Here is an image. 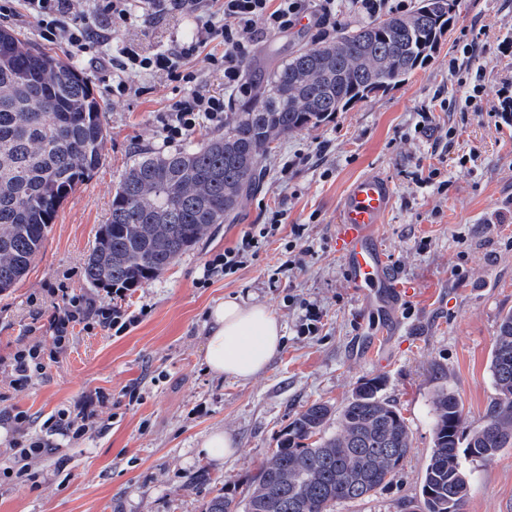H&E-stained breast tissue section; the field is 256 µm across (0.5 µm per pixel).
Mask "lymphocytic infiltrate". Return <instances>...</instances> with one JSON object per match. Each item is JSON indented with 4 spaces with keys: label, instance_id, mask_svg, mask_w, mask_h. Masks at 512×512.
<instances>
[{
    "label": "lymphocytic infiltrate",
    "instance_id": "obj_1",
    "mask_svg": "<svg viewBox=\"0 0 512 512\" xmlns=\"http://www.w3.org/2000/svg\"><path fill=\"white\" fill-rule=\"evenodd\" d=\"M13 2L0 0V16L10 18L24 13L36 23L43 40L64 47L70 61L109 72L113 98L138 95L132 82L136 75H156L174 83L175 96L154 117L157 136L166 148L182 145L202 126L223 128L232 107V95L250 91L243 71L257 41L287 32L306 15L312 16L324 39L338 25L336 0H21L18 8ZM167 15L189 19L194 25L192 37L163 52L140 50L119 37L129 22H138L147 31ZM214 41L220 42L223 49L208 53L206 61L212 72L224 79L220 93L206 89L198 74L187 66L192 57ZM461 85L465 107L492 97L496 128L512 127V75L491 88L479 66ZM282 219V212H274L269 223L246 231L235 247L206 259L196 287H210L215 278L235 273L253 249L274 235ZM49 294L54 298L48 317L50 344L37 342L18 348L0 362L10 372L12 389L30 386L50 364L58 362L73 344L76 329L121 336L143 315L142 310L121 305L120 299L125 295L121 289L116 292V300L99 302L65 288L50 289ZM111 401L110 395L101 392L96 404L82 403L72 410H59L41 435L33 433L27 411L12 410L9 420L15 434V464L0 474L19 485L31 481L32 462L53 447L55 437L83 439L101 425L99 410Z\"/></svg>",
    "mask_w": 512,
    "mask_h": 512
}]
</instances>
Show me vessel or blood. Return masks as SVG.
<instances>
[{
	"mask_svg": "<svg viewBox=\"0 0 512 512\" xmlns=\"http://www.w3.org/2000/svg\"><path fill=\"white\" fill-rule=\"evenodd\" d=\"M393 204L390 183L370 174L350 186L337 213L336 242L351 281L369 302L395 308L401 290L377 237Z\"/></svg>",
	"mask_w": 512,
	"mask_h": 512,
	"instance_id": "b4317fda",
	"label": "vessel or blood"
}]
</instances>
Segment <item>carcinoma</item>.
I'll return each mask as SVG.
<instances>
[{
	"label": "carcinoma",
	"mask_w": 512,
	"mask_h": 512,
	"mask_svg": "<svg viewBox=\"0 0 512 512\" xmlns=\"http://www.w3.org/2000/svg\"><path fill=\"white\" fill-rule=\"evenodd\" d=\"M456 2L418 0L408 13L299 49L229 113L223 133L201 146L140 153L86 258L87 283L132 289L159 277L212 225L237 212L272 143L405 81L431 59ZM106 136L87 77L0 30V292L26 274L58 209L101 164ZM491 371L497 398L477 429L464 425L455 391L441 388L433 397L423 512H464L471 481L461 457L489 461L512 447V312L500 320ZM382 390V380L372 378L338 412L327 403L307 406L279 436L243 499L219 493L206 512H334L338 503L371 497L393 481L412 449L405 418Z\"/></svg>",
	"instance_id": "obj_1"
}]
</instances>
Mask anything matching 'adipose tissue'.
<instances>
[{"label": "adipose tissue", "mask_w": 512, "mask_h": 512, "mask_svg": "<svg viewBox=\"0 0 512 512\" xmlns=\"http://www.w3.org/2000/svg\"><path fill=\"white\" fill-rule=\"evenodd\" d=\"M204 363L209 372L248 381L266 370L284 343L283 325L267 305L236 294L208 313Z\"/></svg>", "instance_id": "obj_1"}]
</instances>
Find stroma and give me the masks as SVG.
Instances as JSON below:
<instances>
[{
  "label": "stroma",
  "instance_id": "35a3bbf8",
  "mask_svg": "<svg viewBox=\"0 0 512 512\" xmlns=\"http://www.w3.org/2000/svg\"><path fill=\"white\" fill-rule=\"evenodd\" d=\"M473 56L463 48L473 34ZM512 38V0H460L455 24L434 59L393 89L335 119L274 143L260 156L258 188L234 218L209 229L158 278L129 291L131 308L149 313L128 334L77 332L73 346L21 391L0 366V427L12 408L28 412L34 431L59 409L110 393L118 408L107 428L83 440H61L34 463L35 486L0 480V512H205L218 490L244 497L280 432L307 405L342 407L356 385L379 377L384 394L409 426L413 447L394 480L362 502L335 512H406L420 501L432 448V398L442 386L458 392L468 426L482 423L496 397L489 371L501 317L512 311V130L489 114L433 110L437 97L461 94L458 64L484 66L489 84L512 73V55L496 51ZM312 28L271 35L245 66L246 79L267 77L292 52L313 45ZM105 116L100 166L68 197L27 274L0 294V357L16 346L49 342L36 325L34 303L57 286L94 300L84 262L126 167L157 150L151 114L174 93L172 84L134 77L139 96L113 101L107 74L91 77ZM328 142L318 153L320 142ZM441 163L446 191L413 179L418 166ZM380 173L393 206L378 229L399 283L418 298L393 317L366 304L336 248V208L349 183ZM277 210L285 224L247 257L237 273L210 287L194 284L205 259L237 245L250 225ZM304 227L302 238L292 225ZM252 295L284 325V346L267 369L243 382L207 372L206 313L235 294ZM317 313L315 332L306 329ZM138 388L141 404L122 406ZM229 434L238 452L218 463L200 445L212 431ZM472 488L465 512H512V448L487 463L466 462Z\"/></svg>",
  "mask_w": 512,
  "mask_h": 512
}]
</instances>
